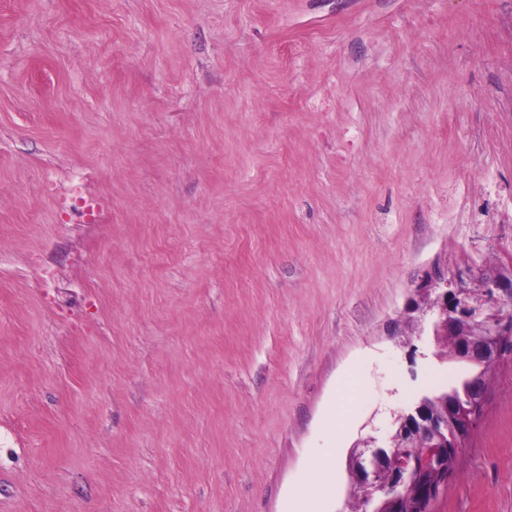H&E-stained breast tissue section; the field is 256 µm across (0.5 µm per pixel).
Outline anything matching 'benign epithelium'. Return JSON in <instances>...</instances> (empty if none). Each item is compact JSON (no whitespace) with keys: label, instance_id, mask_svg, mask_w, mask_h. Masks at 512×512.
Segmentation results:
<instances>
[{"label":"benign epithelium","instance_id":"7a95c632","mask_svg":"<svg viewBox=\"0 0 512 512\" xmlns=\"http://www.w3.org/2000/svg\"><path fill=\"white\" fill-rule=\"evenodd\" d=\"M418 325L429 326L434 345L456 336L465 341L459 359L491 367L512 358V266L493 273L477 266L452 275L435 268L425 274L407 305ZM489 379L475 376L463 391L459 420L448 409L427 410L423 397L410 411L394 418L392 431L379 436L370 431L354 443L349 471L360 500L371 512L396 510L408 486L420 485L419 506L430 504L448 487V473L439 462L448 451V437L471 434L480 419Z\"/></svg>","mask_w":512,"mask_h":512}]
</instances>
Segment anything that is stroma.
Listing matches in <instances>:
<instances>
[{
  "instance_id": "1",
  "label": "stroma",
  "mask_w": 512,
  "mask_h": 512,
  "mask_svg": "<svg viewBox=\"0 0 512 512\" xmlns=\"http://www.w3.org/2000/svg\"><path fill=\"white\" fill-rule=\"evenodd\" d=\"M512 264V0H0V512H347ZM432 512H512V361ZM415 292L407 311L417 314L412 320L421 332L428 324L436 347L448 338V356L455 345L448 336H458L465 341L459 359L474 367L512 358V266L489 273L474 264L449 277L434 268Z\"/></svg>"
}]
</instances>
